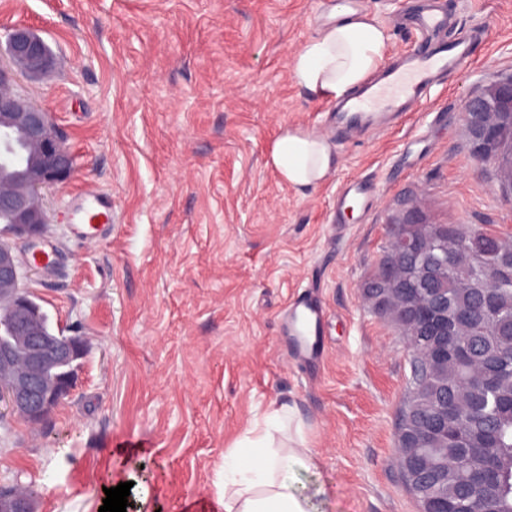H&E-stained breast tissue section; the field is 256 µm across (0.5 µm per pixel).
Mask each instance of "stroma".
I'll use <instances>...</instances> for the list:
<instances>
[{
  "label": "stroma",
  "instance_id": "35a3bbf8",
  "mask_svg": "<svg viewBox=\"0 0 512 512\" xmlns=\"http://www.w3.org/2000/svg\"><path fill=\"white\" fill-rule=\"evenodd\" d=\"M331 0H0V40L27 26L53 67L18 89L54 115L74 172L46 196L49 231L9 238L20 259L52 246L55 272L24 285L53 329L84 343L73 389L41 421L0 418V485L35 484L33 512H98L108 455L144 450L136 500L183 512L218 491L224 455L270 410L296 411L315 465L298 492L319 512H418L395 464L410 374L406 336L364 296L403 222L489 228L512 244V201L471 151L464 98L512 74V0H442L447 33L482 23L464 69L393 124H336L288 63ZM387 34L420 0H357ZM325 136L332 173L301 193L268 160L283 127ZM373 182L372 212L336 215L347 180ZM112 203L99 243L77 246L69 206L86 186ZM315 287L327 361L307 374L277 343L279 313Z\"/></svg>",
  "mask_w": 512,
  "mask_h": 512
}]
</instances>
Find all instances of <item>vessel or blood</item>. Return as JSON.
Here are the masks:
<instances>
[{
    "mask_svg": "<svg viewBox=\"0 0 512 512\" xmlns=\"http://www.w3.org/2000/svg\"><path fill=\"white\" fill-rule=\"evenodd\" d=\"M447 25L448 17L442 13L419 16L415 22L417 36L411 48L379 80L365 82L358 96L341 105L342 121L352 125L361 123L371 109L382 112L388 120H395L406 101L421 97L448 71L465 66L473 43L485 39L487 31L477 25L449 42L439 37ZM375 193V186L368 181H347L336 194V208L344 210L353 201L368 205ZM73 216L77 220L72 227L73 236L79 242L93 244L112 226V205L100 190L90 188L83 193ZM279 319L284 332L294 338L288 349L289 357L307 371L319 370L328 354L327 309L321 298L310 290L298 293L283 308Z\"/></svg>",
    "mask_w": 512,
    "mask_h": 512,
    "instance_id": "1",
    "label": "vessel or blood"
}]
</instances>
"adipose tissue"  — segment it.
Masks as SVG:
<instances>
[{"instance_id": "ef3b65f1", "label": "adipose tissue", "mask_w": 512, "mask_h": 512, "mask_svg": "<svg viewBox=\"0 0 512 512\" xmlns=\"http://www.w3.org/2000/svg\"><path fill=\"white\" fill-rule=\"evenodd\" d=\"M386 46L377 20L341 0L291 58L290 77L313 96L335 99L361 87L381 65ZM269 161L284 182L304 192L325 179L336 157L326 138L288 128L272 143ZM293 419L292 412L274 409L263 425L247 428L224 456L216 497L187 501L184 512H318L316 503L293 485L298 470L313 467L312 448L302 439H278Z\"/></svg>"}]
</instances>
